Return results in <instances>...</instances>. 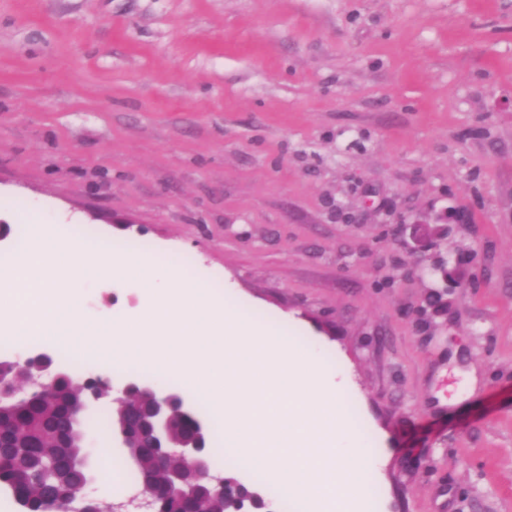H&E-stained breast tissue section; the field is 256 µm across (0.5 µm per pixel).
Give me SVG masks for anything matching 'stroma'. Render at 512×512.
Segmentation results:
<instances>
[{"instance_id": "1", "label": "stroma", "mask_w": 512, "mask_h": 512, "mask_svg": "<svg viewBox=\"0 0 512 512\" xmlns=\"http://www.w3.org/2000/svg\"><path fill=\"white\" fill-rule=\"evenodd\" d=\"M35 211L311 350L371 448L369 512H512V0H0L1 252Z\"/></svg>"}]
</instances>
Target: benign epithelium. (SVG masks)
<instances>
[{
	"mask_svg": "<svg viewBox=\"0 0 512 512\" xmlns=\"http://www.w3.org/2000/svg\"><path fill=\"white\" fill-rule=\"evenodd\" d=\"M9 364L14 366V373L0 374V401L21 399L34 391L50 395L63 377V368L51 353L43 350L33 351L22 360H11ZM77 387L82 393L77 403L81 412L118 410L112 418V443L116 447L130 449L134 460L147 451L157 464L166 467L165 480L147 487L144 502L147 512H157L156 503L170 498L187 504L185 512H196L193 501L199 484L206 485L211 495L220 497L224 496L226 486L231 485L240 504L248 503L256 508L262 505L258 491L209 474L205 465L208 424L178 390L159 387L149 380L129 382L119 389L110 383L101 388L92 386L89 378L77 379ZM133 392L145 393L150 400L149 409L135 419L131 418L134 409L126 407ZM179 416L191 422L189 433L173 434L172 426ZM61 495L69 505L79 504L76 512H86L84 487L68 486Z\"/></svg>",
	"mask_w": 512,
	"mask_h": 512,
	"instance_id": "obj_1",
	"label": "benign epithelium"
}]
</instances>
